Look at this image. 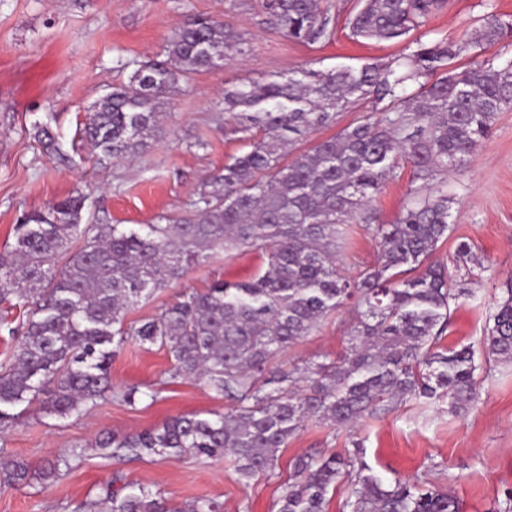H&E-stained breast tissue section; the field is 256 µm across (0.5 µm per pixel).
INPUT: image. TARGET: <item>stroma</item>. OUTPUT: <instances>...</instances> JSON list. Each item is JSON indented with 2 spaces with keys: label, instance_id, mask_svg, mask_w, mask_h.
<instances>
[{
  "label": "stroma",
  "instance_id": "obj_1",
  "mask_svg": "<svg viewBox=\"0 0 512 512\" xmlns=\"http://www.w3.org/2000/svg\"><path fill=\"white\" fill-rule=\"evenodd\" d=\"M336 17V36L308 47L290 41L267 24L254 0H0V252L15 244V224L25 212L43 211L81 188L91 193L96 224L135 227L180 212L204 180L221 170L244 143L231 133L224 114L225 87L287 76L298 67L330 69L387 61L403 42L353 40L345 22L357 0H327ZM512 20V0H442L424 25L429 38L454 36L460 25L488 12ZM223 15L246 44V52L223 67L197 74L173 96L163 121L165 135L139 155L101 166L76 127L88 106L113 83L125 80L126 60L162 53L174 30L195 15ZM51 121L63 151H76L73 165L48 156L34 138L35 123ZM453 198V230L436 258L453 262L467 242L477 264L475 295H459L440 345L480 346L489 314L512 287V108L498 112L489 135L462 167L444 176ZM409 178L387 182L372 209L380 223L393 222L410 203ZM378 244L363 224L351 225L340 251L354 275L374 264ZM260 254L216 252L181 281L155 292L125 317L126 325L158 315L182 291H202L212 281L241 282L261 266ZM351 315L329 316L287 353L301 363L336 358L346 345ZM166 349L125 345L112 360L116 387L154 391L155 399L127 405L109 395L77 418L23 407L18 424L0 438V457L41 465L73 448L79 459L52 483L31 479L26 486L0 484V512H77L97 499L102 487L144 484L170 502L198 497L221 502L224 512H277L281 485L303 453L330 455L360 443L363 459L391 482L418 480L448 492L460 512H512V364L484 363L479 398L468 413L455 415L413 399L395 411L365 418L339 430L314 421L279 454L274 477L238 480L231 459L146 457L118 461L97 445L101 434H131L182 414L227 411L226 399L194 382L170 379Z\"/></svg>",
  "mask_w": 512,
  "mask_h": 512
}]
</instances>
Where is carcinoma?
Segmentation results:
<instances>
[{
	"instance_id": "obj_1",
	"label": "carcinoma",
	"mask_w": 512,
	"mask_h": 512,
	"mask_svg": "<svg viewBox=\"0 0 512 512\" xmlns=\"http://www.w3.org/2000/svg\"><path fill=\"white\" fill-rule=\"evenodd\" d=\"M258 4L290 40L314 46L335 37L324 0ZM361 4L348 21L350 35L391 41L422 26L437 0ZM508 34L512 23L491 12L472 33L417 39L386 62L305 68L225 89L227 120L249 150L231 156L161 224H91L84 220L89 194L78 189L44 212L22 214L15 250L0 254V302L16 298L30 305L31 317L0 372V436L17 424L15 409L24 403L61 419L81 416L112 392V358L130 340L166 348L171 377L193 381L231 407L102 439L98 447L118 460L229 456L241 479L272 477L280 449L309 421L354 428L407 398L466 411L478 396L480 365L470 346L437 347L457 294L448 267L434 260L452 231L450 199L430 183L463 165L496 114L512 108V59L452 67ZM243 53L223 18H189L161 57L123 64L131 69L127 81L89 106L81 140L100 165L139 154L162 136V112L180 83ZM368 105L371 112L288 157V147L333 124L337 113ZM35 138L70 161L48 125H36ZM406 168L410 206L393 223H377L370 202ZM358 221L372 230L379 251L377 262L352 278L338 248ZM217 250L258 252L264 267L246 282L218 280L204 291H184L160 314L126 327L129 310ZM351 300L354 322L340 357L273 366ZM481 345L486 359L512 362V289L489 315ZM76 457L71 450L46 462L40 479L55 481ZM30 478V463H0L1 483L22 486ZM341 479L349 485L347 512H458L446 492L383 481L357 442L343 454L296 456L278 512H324ZM103 494V512H222L214 499L173 505L141 484L125 492L108 485Z\"/></svg>"
}]
</instances>
